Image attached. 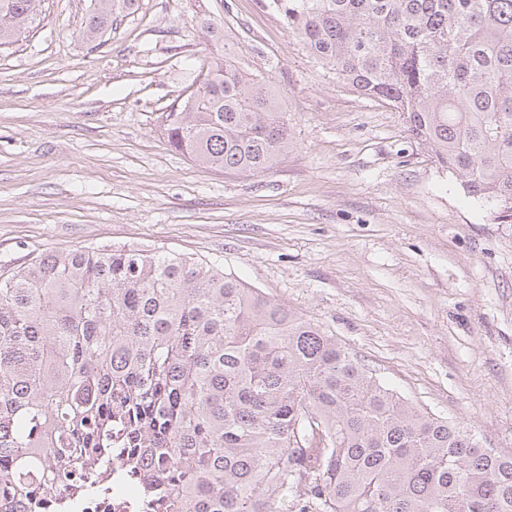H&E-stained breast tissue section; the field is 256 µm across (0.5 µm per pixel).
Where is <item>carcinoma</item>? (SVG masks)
<instances>
[{
	"mask_svg": "<svg viewBox=\"0 0 512 512\" xmlns=\"http://www.w3.org/2000/svg\"><path fill=\"white\" fill-rule=\"evenodd\" d=\"M42 0H0V47ZM137 0H95L98 36ZM308 52L401 113L512 224V0H268ZM175 150L255 174L291 147L233 49L160 116ZM121 453L158 512H512V455L404 400L321 325L224 270L135 246L0 274V489L95 491Z\"/></svg>",
	"mask_w": 512,
	"mask_h": 512,
	"instance_id": "obj_1",
	"label": "carcinoma"
}]
</instances>
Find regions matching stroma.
I'll return each instance as SVG.
<instances>
[{"mask_svg":"<svg viewBox=\"0 0 512 512\" xmlns=\"http://www.w3.org/2000/svg\"><path fill=\"white\" fill-rule=\"evenodd\" d=\"M286 112L255 175L198 166L158 118L218 46L196 0H43L0 48V274L75 247L217 266L322 325L410 403L512 454V224L466 197L399 112L319 63L266 0H205ZM94 10L89 16L85 35L88 40H96L109 25L112 26L120 13L132 10L138 0H94Z\"/></svg>","mask_w":512,"mask_h":512,"instance_id":"35a3bbf8","label":"stroma"}]
</instances>
